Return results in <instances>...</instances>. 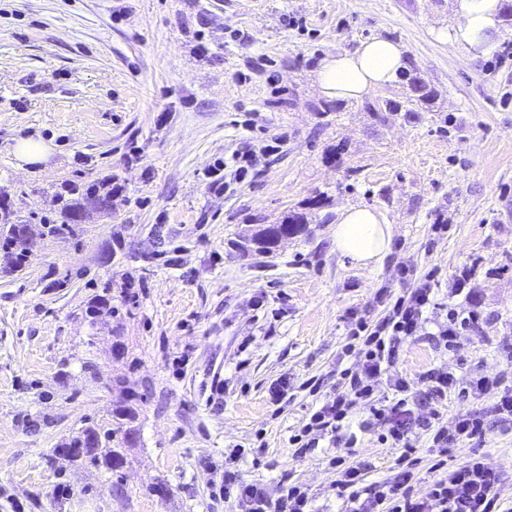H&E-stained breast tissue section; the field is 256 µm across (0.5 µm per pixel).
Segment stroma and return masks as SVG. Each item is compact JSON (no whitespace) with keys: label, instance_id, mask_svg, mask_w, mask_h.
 I'll list each match as a JSON object with an SVG mask.
<instances>
[{"label":"stroma","instance_id":"stroma-1","mask_svg":"<svg viewBox=\"0 0 512 512\" xmlns=\"http://www.w3.org/2000/svg\"><path fill=\"white\" fill-rule=\"evenodd\" d=\"M458 18L459 0H0V206L37 226L58 218L67 185L123 186L74 234L37 236L22 270L0 256V512H234L212 494L234 448L241 477L271 497L299 483L316 512H339L337 449L302 458L289 442L316 403L307 382L332 394L356 362L353 318L379 319V289L403 295L432 269V319H481L453 351L416 338L397 372L413 380L445 364L512 386V60L462 57L446 39ZM376 35L409 61L379 98L405 102L418 77L436 89L433 106L383 121L361 101L325 111L319 60ZM273 134L286 144L233 194L208 188L203 173L225 153ZM28 139L49 145L44 161L19 164L14 147ZM319 196L324 208H310ZM358 204L392 226L375 266L334 244L337 212ZM294 212L308 217L302 235L240 249ZM465 269L468 289L449 294ZM130 280L135 306L122 296ZM99 296L112 311L94 318ZM115 377L140 396L119 497L93 467L45 461L83 429L111 426L122 396L99 381ZM493 403L455 397L441 415L484 416L481 452L512 512V421ZM351 454L372 462L375 486L401 451L361 432Z\"/></svg>","mask_w":512,"mask_h":512}]
</instances>
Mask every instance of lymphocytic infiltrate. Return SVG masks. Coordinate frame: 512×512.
<instances>
[{"label":"lymphocytic infiltrate","instance_id":"1","mask_svg":"<svg viewBox=\"0 0 512 512\" xmlns=\"http://www.w3.org/2000/svg\"><path fill=\"white\" fill-rule=\"evenodd\" d=\"M280 137L259 140L226 158L220 168L207 171L205 177L211 190L234 191L261 159L276 152ZM433 276H423L416 288L405 295L392 297L379 290L376 299L385 308L384 317L376 322L359 318L352 338L358 339L359 361L355 368L343 369L336 381L337 391L326 398L292 439L297 455L308 454L321 440L333 447L353 443L347 434L357 404H364L367 416L361 421L364 429L377 431L382 443L402 448L403 458L394 478L380 487L366 485L368 463L343 462L339 465L338 495L346 503V512H500L502 473L473 455L456 468H449L448 450L460 442L484 439L483 418L466 412L456 414L451 426L433 425L427 418L415 416L410 391L421 385L434 407L448 404L449 394L466 396L495 394L493 410L512 418V391L501 390L496 378L481 377L461 386L459 379L444 368H433L420 374L417 380L395 374L394 367L404 346L416 337L425 335L430 308H433ZM391 376L396 393L392 400L381 399L377 383ZM430 432L438 458L432 469L435 473L427 493L417 489L413 436L416 429ZM219 490L224 498L237 502L240 512H311L312 497L301 485L285 487L279 497H271L264 485L243 480L237 470L225 469Z\"/></svg>","mask_w":512,"mask_h":512}]
</instances>
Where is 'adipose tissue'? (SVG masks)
I'll return each mask as SVG.
<instances>
[{
	"instance_id": "1",
	"label": "adipose tissue",
	"mask_w": 512,
	"mask_h": 512,
	"mask_svg": "<svg viewBox=\"0 0 512 512\" xmlns=\"http://www.w3.org/2000/svg\"><path fill=\"white\" fill-rule=\"evenodd\" d=\"M499 28L500 0H460V18L448 31L447 39L471 61L496 51ZM406 68L403 45L374 36L354 50L320 59L314 82L322 98L359 101L397 82ZM334 244L338 253L354 263L374 265L389 253L392 229L382 212L349 206L337 215Z\"/></svg>"
}]
</instances>
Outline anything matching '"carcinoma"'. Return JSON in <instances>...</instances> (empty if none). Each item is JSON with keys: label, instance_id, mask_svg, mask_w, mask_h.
<instances>
[{"label": "carcinoma", "instance_id": "cac0c4a2", "mask_svg": "<svg viewBox=\"0 0 512 512\" xmlns=\"http://www.w3.org/2000/svg\"><path fill=\"white\" fill-rule=\"evenodd\" d=\"M409 87L416 92L415 96L408 98L410 105L416 104L427 108L437 97L435 88L418 77L410 79ZM90 201L112 202L111 182L106 181L98 186H92L77 198L73 197L70 190L58 194L59 218L44 222V235L55 237L64 231L73 233L82 206ZM307 223L306 214L295 213L288 216V219L281 224H269L257 229L247 242L258 252H269L276 246L279 239L303 233ZM3 224L6 229L0 232V249L11 255L10 266L15 269L22 268L27 262V255L14 252V247L23 233L24 225L13 224L6 217L3 218ZM134 420L133 405L124 403L112 409V431L101 432L95 428L83 431V436L93 434L101 437L102 444L99 453L90 457H81L79 461L97 469L102 468L111 474L118 472L127 463L125 449L132 447L133 441L136 440L137 429L132 426Z\"/></svg>", "mask_w": 512, "mask_h": 512}]
</instances>
